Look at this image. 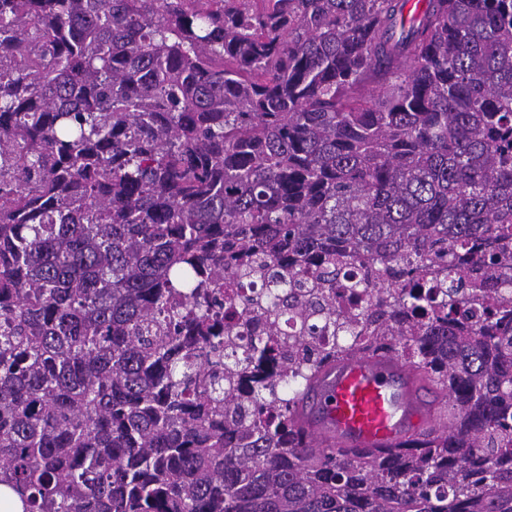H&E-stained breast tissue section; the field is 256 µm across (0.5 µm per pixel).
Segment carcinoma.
Here are the masks:
<instances>
[{
  "label": "carcinoma",
  "instance_id": "obj_1",
  "mask_svg": "<svg viewBox=\"0 0 512 512\" xmlns=\"http://www.w3.org/2000/svg\"><path fill=\"white\" fill-rule=\"evenodd\" d=\"M377 353L448 425L312 445L301 395ZM1 485L512 512V0H0Z\"/></svg>",
  "mask_w": 512,
  "mask_h": 512
}]
</instances>
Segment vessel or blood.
Returning <instances> with one entry per match:
<instances>
[{"label": "vessel or blood", "instance_id": "1", "mask_svg": "<svg viewBox=\"0 0 512 512\" xmlns=\"http://www.w3.org/2000/svg\"><path fill=\"white\" fill-rule=\"evenodd\" d=\"M299 414L307 432L331 448H397L443 422L427 378L391 356L325 369Z\"/></svg>", "mask_w": 512, "mask_h": 512}]
</instances>
